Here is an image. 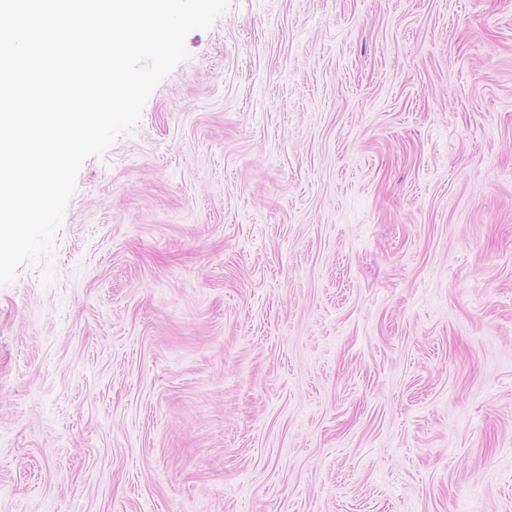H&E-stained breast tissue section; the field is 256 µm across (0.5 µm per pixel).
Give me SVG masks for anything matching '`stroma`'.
<instances>
[{
    "mask_svg": "<svg viewBox=\"0 0 512 512\" xmlns=\"http://www.w3.org/2000/svg\"><path fill=\"white\" fill-rule=\"evenodd\" d=\"M0 287V512H512V0H231Z\"/></svg>",
    "mask_w": 512,
    "mask_h": 512,
    "instance_id": "35a3bbf8",
    "label": "stroma"
}]
</instances>
